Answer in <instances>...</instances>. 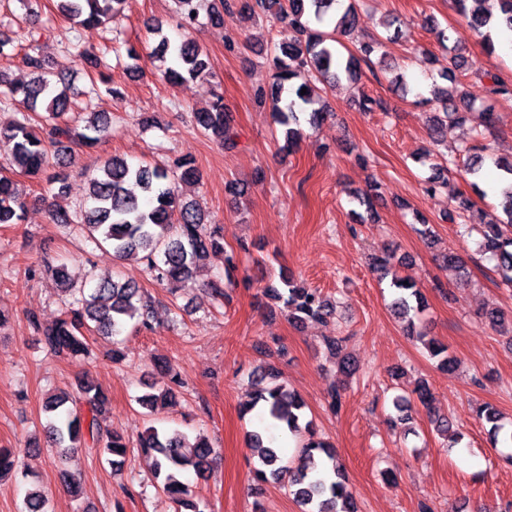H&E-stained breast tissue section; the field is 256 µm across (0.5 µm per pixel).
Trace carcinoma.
<instances>
[{"label": "carcinoma", "mask_w": 512, "mask_h": 512, "mask_svg": "<svg viewBox=\"0 0 512 512\" xmlns=\"http://www.w3.org/2000/svg\"><path fill=\"white\" fill-rule=\"evenodd\" d=\"M127 0H59V11L82 29L107 24L121 12ZM182 27L192 29L199 24L201 0H173ZM338 0H213L207 14L208 23L217 25L222 11L234 7L248 19L276 20L290 25L295 36L292 42L275 48L272 65L274 82L258 87L256 97L271 102L275 122L285 128V148L293 149L303 135V125H317L326 112L321 96L315 93L316 83L340 75L349 80L361 77V64L373 63L382 48V41L372 38L359 43L344 57L336 44L350 37L356 26L354 5H348L339 15L332 31L318 25L335 12ZM457 12L466 24L483 38L488 53L496 50L495 38L502 31L512 32V0H499V14L485 7L487 0H454ZM46 29L30 22L25 32L27 51L23 66L30 73L28 83H13L0 71V109H14L16 118L0 124V145L7 148L5 165L11 170L39 179L51 160L73 157L101 145L111 134V121L99 112H79L68 94L65 79L58 89L49 79L48 64L41 52L40 41ZM153 57L163 63L162 80L177 85L206 73L209 67L200 45L185 39L173 48L165 38L153 51ZM470 69L463 53L448 49V69L439 78L451 86L434 85L432 103L439 111L431 117L434 134L443 136L448 124L465 122V114L473 105L465 101L466 93L456 72ZM306 93H301V90ZM489 93L495 100L512 102V84L493 78ZM198 129L219 138L224 148L237 146V132L232 113L224 105V96L216 93L211 107L192 113ZM496 125L494 106L481 110L482 130L479 139L493 132ZM485 147L475 144L466 150L464 172L477 180L484 174ZM501 180L506 183L500 203L504 218L479 224L482 235L481 252L496 262L504 284L512 288V162L498 165ZM200 172L190 157L177 160L174 166L163 164L132 165L119 155L106 158L88 178L89 193L79 210L69 213L54 210V224H71L97 246H107L119 260H136L145 264L151 276L175 291L182 283L193 279L200 262L212 254L224 252V225L207 223L205 214L194 204L179 198L177 184L197 182ZM139 187L141 196L128 188ZM28 207L27 194L10 177L0 175V224H18ZM474 203L468 197H456L446 219L455 223L471 217ZM41 266L51 273L60 288L70 292L71 301L61 317L49 326H42L36 316L29 322L39 336L46 353L56 357H71L88 353V334L117 337L127 330L151 331L155 319L154 301L131 281L100 279L89 288H73L65 266L50 260ZM238 263L235 255L225 258L226 281L212 283L210 293L217 302L228 298L224 284L236 283ZM287 291L273 284L263 288V296L284 303L291 322L324 320L335 313V306L315 288L298 287L289 278L283 279ZM396 297L391 303L394 314L407 324L408 336L420 341L430 357L442 368L453 369L457 358L438 339H425L413 334L414 320L424 310V300L416 284L394 277ZM485 320L495 331L502 330L512 320L502 309L492 307ZM170 376V384L138 397L139 404L154 413L177 404L179 389L184 387L180 372L169 362L162 365ZM256 389L242 407V413H255L268 426L280 430L286 437L298 440L295 454L283 463L281 449L264 438L262 432H247L250 449L255 457L254 476L261 481L285 480L302 512H357L345 474L336 460L335 449L317 438L313 422L305 419V402L287 385L279 381L271 366L261 370L255 380ZM432 391L425 381L417 383L411 394L393 399L399 413L409 410L411 400L429 410ZM109 399L91 381L79 382L77 394L67 392L49 395L43 404L47 421L43 428L46 440L60 449L64 456L83 448L108 457L112 468L123 465L129 448H137L151 460L156 488L176 505V512H205L186 475L202 476L209 471L215 455L209 439L199 433L190 437L178 430H166L154 425L145 427L132 441L111 432L104 425V413ZM476 417L487 429L492 445L499 437L512 440L498 408L483 402L476 407ZM18 448H0V478L14 473L18 467ZM21 512H50L49 499L37 481L30 482Z\"/></svg>", "instance_id": "obj_1"}]
</instances>
